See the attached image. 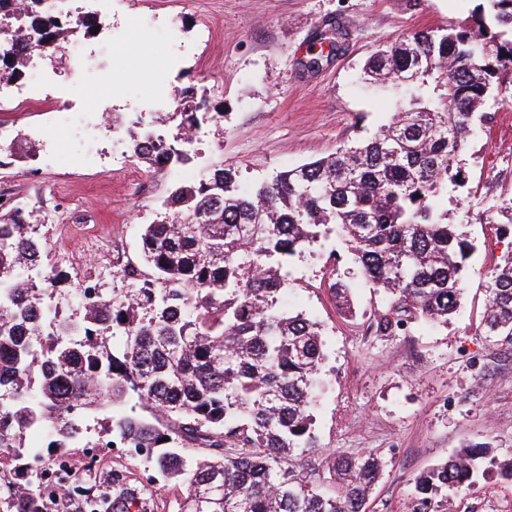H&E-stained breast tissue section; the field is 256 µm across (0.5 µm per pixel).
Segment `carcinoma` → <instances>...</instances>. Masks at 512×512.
<instances>
[{"label": "carcinoma", "mask_w": 512, "mask_h": 512, "mask_svg": "<svg viewBox=\"0 0 512 512\" xmlns=\"http://www.w3.org/2000/svg\"><path fill=\"white\" fill-rule=\"evenodd\" d=\"M444 33L426 29L377 51L366 80L407 87L409 101L373 137L248 186L234 169L175 187L159 219L143 225L149 287L131 265L125 294L84 305L81 320L57 317L59 275L42 269L45 244L17 211L0 212V465L11 462L10 510L49 512L30 486L23 438L48 440L62 455L85 417L110 411L104 434L178 478L189 494L180 512H365L384 461L373 451L328 453L316 464L312 392L325 361L319 323L281 305L291 257L334 224L354 262L389 298L373 327L394 336L413 323H448L465 289L475 245L448 223V186H466L460 165L479 111L512 63V0H490ZM17 0H0V80L18 79L31 48L9 23ZM24 24L54 56L60 35L95 33L77 14L42 13L27 0ZM168 137L131 136L150 164L187 163L175 147L187 127L214 115L194 92L176 101ZM39 280L20 288V272ZM483 333L512 345V257L484 275ZM125 337L113 348L115 334ZM137 399L146 416L118 413ZM468 445L414 479L409 512H448L450 494L485 460L512 481V459Z\"/></svg>", "instance_id": "carcinoma-1"}]
</instances>
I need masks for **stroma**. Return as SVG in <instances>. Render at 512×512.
<instances>
[{"instance_id":"obj_1","label":"stroma","mask_w":512,"mask_h":512,"mask_svg":"<svg viewBox=\"0 0 512 512\" xmlns=\"http://www.w3.org/2000/svg\"><path fill=\"white\" fill-rule=\"evenodd\" d=\"M488 0H89L88 10L112 24L119 59L112 110L125 119L118 133L100 132L95 101L76 102L81 126L67 112L21 104L0 112V194L24 208L46 243L44 266L66 272L54 303L78 317L71 254L82 256L103 292L124 288L122 268L106 263L113 247L140 261L144 225L152 223L174 184H196L218 168L246 182L328 156L366 140L389 123L407 91L382 92L365 83L362 67L378 49L423 29L446 28ZM136 14L140 27L120 22ZM341 28L338 53L307 67L320 32ZM206 90L217 118L185 165L157 171L133 162L130 129H151L155 110L171 111L178 91ZM487 122L467 143L470 197L448 195V218L474 239L464 298L447 325L415 323L393 336L373 323L386 304L359 271L335 225L296 255L281 303L317 320L326 359L313 409L325 452L378 453L384 472L366 512H408L414 478L462 446L485 443L497 459L512 458V347L481 333L483 274L512 257V83L483 107ZM344 281L354 315L336 306L329 286ZM103 420L84 421L83 443L67 452L76 478H122L154 484V512H179L185 484L158 479L152 464L128 448L89 456ZM512 502V481L486 466L455 493L457 512H479L487 501Z\"/></svg>"}]
</instances>
